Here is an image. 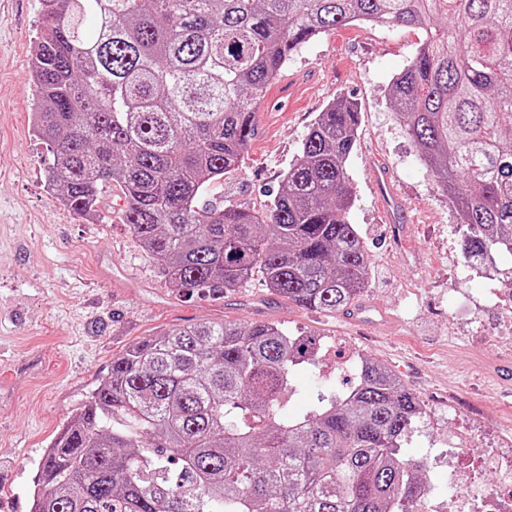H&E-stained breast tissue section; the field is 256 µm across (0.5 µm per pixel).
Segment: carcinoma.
I'll use <instances>...</instances> for the list:
<instances>
[{
  "instance_id": "carcinoma-1",
  "label": "carcinoma",
  "mask_w": 512,
  "mask_h": 512,
  "mask_svg": "<svg viewBox=\"0 0 512 512\" xmlns=\"http://www.w3.org/2000/svg\"><path fill=\"white\" fill-rule=\"evenodd\" d=\"M30 78L48 186L80 213L103 190L174 288L233 291L260 271L312 311L346 308L369 264L348 162L359 112L318 114L266 213L202 203L303 44L355 23L425 38L390 82L394 113L465 227V257L512 255V0H40ZM315 336L174 326L112 359L39 465L30 512H409L421 469L400 440L419 402L364 359L339 394L288 415Z\"/></svg>"
}]
</instances>
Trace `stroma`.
I'll return each instance as SVG.
<instances>
[{
    "label": "stroma",
    "mask_w": 512,
    "mask_h": 512,
    "mask_svg": "<svg viewBox=\"0 0 512 512\" xmlns=\"http://www.w3.org/2000/svg\"><path fill=\"white\" fill-rule=\"evenodd\" d=\"M39 0H13L0 13V512H29L39 463L75 410L89 399L114 357L162 328L210 321L278 324L315 335L337 357L386 365L422 407L402 442L407 458L429 460L445 488L442 459L477 466L489 448L512 458V320L489 301L497 280L464 258V228L395 122L388 88L424 33L401 25L356 24L326 32L292 55L260 102L255 135L238 170L212 182L205 201L269 210L319 112L355 100L361 125L349 160L350 221L371 266L357 305L300 308L271 293L262 274L236 290L173 288L119 211H70L48 190L50 155L31 130L37 99L29 80ZM389 170L405 203L397 231L373 184ZM345 372L304 364L288 413L318 392L352 384Z\"/></svg>",
    "instance_id": "obj_1"
}]
</instances>
